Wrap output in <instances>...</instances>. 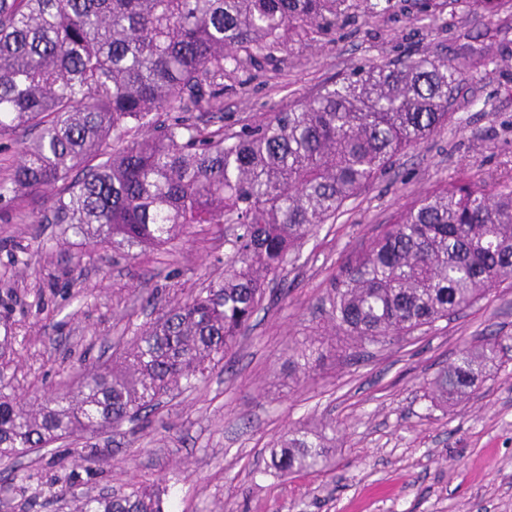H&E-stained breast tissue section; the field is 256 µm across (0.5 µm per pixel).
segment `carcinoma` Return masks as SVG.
I'll use <instances>...</instances> for the list:
<instances>
[{
	"label": "carcinoma",
	"mask_w": 512,
	"mask_h": 512,
	"mask_svg": "<svg viewBox=\"0 0 512 512\" xmlns=\"http://www.w3.org/2000/svg\"><path fill=\"white\" fill-rule=\"evenodd\" d=\"M493 14L502 0H419ZM350 0H0V141L24 143L0 204L58 188L36 224L92 245L158 248L195 224L224 227V278L164 311L77 390L33 400L9 390L20 357L0 337V461L59 440L118 430L203 379L237 343L288 257L335 219L400 152L448 122V93L480 63L407 57L325 81L297 105L235 130L224 77L285 40L328 35ZM512 282V180L453 183L418 199L340 267L330 318L384 343L470 308ZM485 336L429 383L468 397L500 359ZM336 438L288 433L276 473L323 467ZM162 482L76 500L75 512H167Z\"/></svg>",
	"instance_id": "1"
}]
</instances>
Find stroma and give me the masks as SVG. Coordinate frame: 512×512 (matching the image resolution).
I'll list each match as a JSON object with an SVG mask.
<instances>
[{
    "instance_id": "35a3bbf8",
    "label": "stroma",
    "mask_w": 512,
    "mask_h": 512,
    "mask_svg": "<svg viewBox=\"0 0 512 512\" xmlns=\"http://www.w3.org/2000/svg\"><path fill=\"white\" fill-rule=\"evenodd\" d=\"M482 52L431 138L397 155L291 256L237 345L197 387L137 424L68 439L0 466V512H73L52 497L165 480L170 512H512V285L472 308L383 345L360 343L328 317L344 261L422 195L451 183L512 178V0L497 14L448 7L425 16L389 0L313 42L224 82V121L242 125L295 105L337 75L399 57ZM42 195L0 212V328L21 356L6 379L18 394L111 363L161 310L224 275V240L194 225L159 250L86 245L59 224L31 223ZM503 339L507 361L470 399L433 403L428 383L466 343ZM322 343L308 369L293 353ZM336 428L326 467L278 476L269 448L286 432ZM94 449L85 468L79 454Z\"/></svg>"
}]
</instances>
